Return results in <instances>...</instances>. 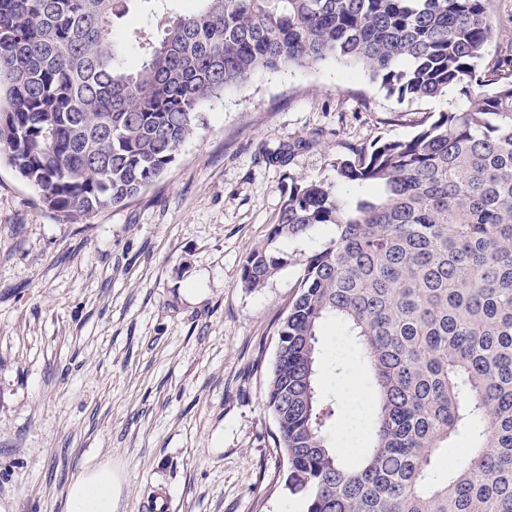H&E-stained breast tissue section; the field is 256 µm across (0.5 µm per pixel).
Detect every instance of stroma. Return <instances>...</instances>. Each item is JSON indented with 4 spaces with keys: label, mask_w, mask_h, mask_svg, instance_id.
<instances>
[{
    "label": "stroma",
    "mask_w": 512,
    "mask_h": 512,
    "mask_svg": "<svg viewBox=\"0 0 512 512\" xmlns=\"http://www.w3.org/2000/svg\"><path fill=\"white\" fill-rule=\"evenodd\" d=\"M458 86L397 102L329 59L267 71L203 108L175 162L132 203L64 223L0 157V512H65L68 485L111 461L113 512H306L279 477L265 403L273 331L302 254L331 225L280 242L264 288L240 281L294 181L408 139L454 109ZM286 143V163L268 154ZM320 391L371 395L351 337L327 325Z\"/></svg>",
    "instance_id": "obj_1"
}]
</instances>
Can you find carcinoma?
<instances>
[{
    "instance_id": "1",
    "label": "carcinoma",
    "mask_w": 512,
    "mask_h": 512,
    "mask_svg": "<svg viewBox=\"0 0 512 512\" xmlns=\"http://www.w3.org/2000/svg\"><path fill=\"white\" fill-rule=\"evenodd\" d=\"M133 2L156 18L164 0H0V154L61 221L134 200L202 108L259 72L334 58L400 102L461 86L467 103L412 138L336 159V185L293 183L240 280L264 287L286 264L276 243L336 227L299 260L266 389L306 512H512V54L486 73L487 0H199L134 37L135 65L114 32ZM329 323L376 390L372 446L350 466L318 393ZM461 438L470 455L438 474Z\"/></svg>"
}]
</instances>
